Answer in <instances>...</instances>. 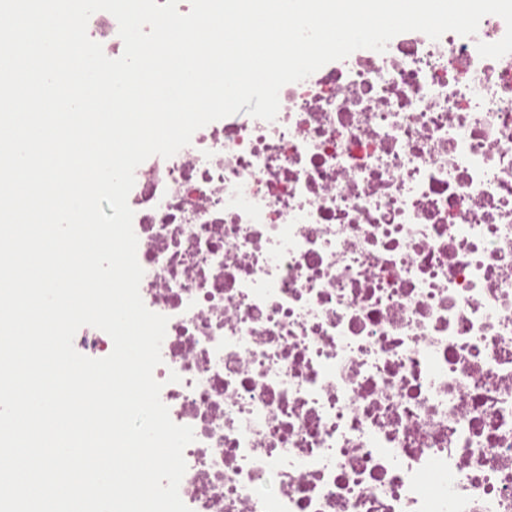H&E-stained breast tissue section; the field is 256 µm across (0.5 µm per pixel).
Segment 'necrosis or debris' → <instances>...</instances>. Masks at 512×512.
<instances>
[{
    "instance_id": "4bbe7bcc",
    "label": "necrosis or debris",
    "mask_w": 512,
    "mask_h": 512,
    "mask_svg": "<svg viewBox=\"0 0 512 512\" xmlns=\"http://www.w3.org/2000/svg\"><path fill=\"white\" fill-rule=\"evenodd\" d=\"M505 31L399 34L137 167L191 512H512Z\"/></svg>"
}]
</instances>
